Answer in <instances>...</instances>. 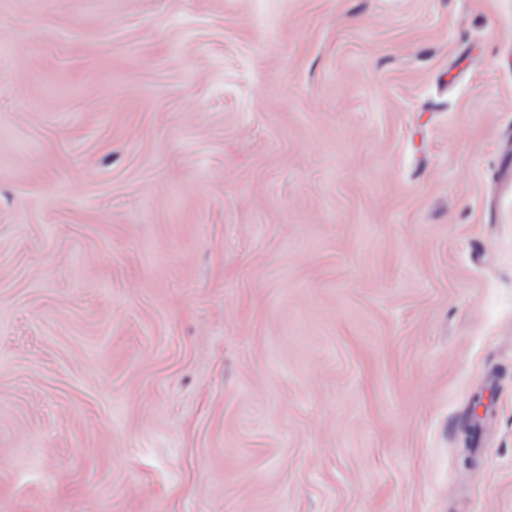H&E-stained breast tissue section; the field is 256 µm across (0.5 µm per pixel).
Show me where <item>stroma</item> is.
Here are the masks:
<instances>
[{"mask_svg":"<svg viewBox=\"0 0 512 512\" xmlns=\"http://www.w3.org/2000/svg\"><path fill=\"white\" fill-rule=\"evenodd\" d=\"M511 128L512 0H0V512H512Z\"/></svg>","mask_w":512,"mask_h":512,"instance_id":"1","label":"stroma"}]
</instances>
